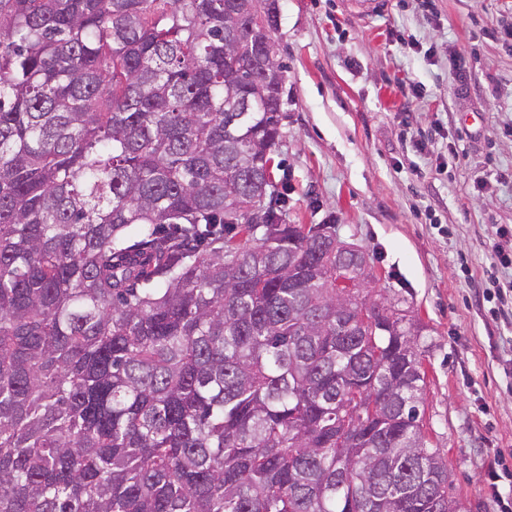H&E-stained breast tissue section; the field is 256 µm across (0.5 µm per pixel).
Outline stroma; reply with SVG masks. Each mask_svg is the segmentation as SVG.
Returning a JSON list of instances; mask_svg holds the SVG:
<instances>
[{"label":"stroma","mask_w":512,"mask_h":512,"mask_svg":"<svg viewBox=\"0 0 512 512\" xmlns=\"http://www.w3.org/2000/svg\"><path fill=\"white\" fill-rule=\"evenodd\" d=\"M274 210L363 247L422 327L423 431L463 512H512V323L478 301L512 227V0H278ZM495 485H488L490 472ZM510 233V249H506L502 239ZM493 260L496 266L502 268L512 267V229H499L495 233L492 243Z\"/></svg>","instance_id":"35a3bbf8"}]
</instances>
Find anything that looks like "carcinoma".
I'll return each instance as SVG.
<instances>
[{
    "label": "carcinoma",
    "instance_id": "obj_1",
    "mask_svg": "<svg viewBox=\"0 0 512 512\" xmlns=\"http://www.w3.org/2000/svg\"><path fill=\"white\" fill-rule=\"evenodd\" d=\"M259 16L0 0V512H462L419 330L266 203Z\"/></svg>",
    "mask_w": 512,
    "mask_h": 512
}]
</instances>
